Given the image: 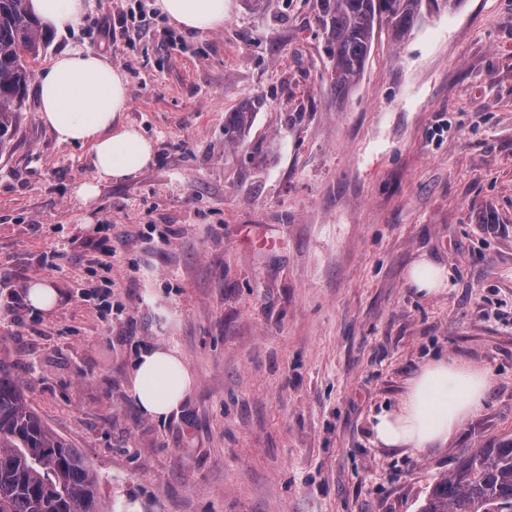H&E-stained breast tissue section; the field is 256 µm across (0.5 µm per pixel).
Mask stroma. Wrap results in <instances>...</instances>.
<instances>
[{
    "instance_id": "obj_1",
    "label": "stroma",
    "mask_w": 512,
    "mask_h": 512,
    "mask_svg": "<svg viewBox=\"0 0 512 512\" xmlns=\"http://www.w3.org/2000/svg\"><path fill=\"white\" fill-rule=\"evenodd\" d=\"M154 4L89 0L33 66L106 55L155 160L84 207L88 149L28 86L0 156V363L82 450L104 512H419L463 452L512 434V0L426 2L400 43L377 30L341 103L319 0H229L204 36ZM259 97L226 145L225 113ZM423 256L445 293L410 283ZM38 278L52 313L24 301ZM154 346L195 376L164 420L128 395ZM439 357L491 370L483 406L445 447L376 448L372 415ZM409 277L417 292L426 296L444 293L450 284V273L447 268L426 256L413 264ZM61 294L49 281L37 279L28 285L27 303L29 307L39 313L53 311L61 302Z\"/></svg>"
}]
</instances>
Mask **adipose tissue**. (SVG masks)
I'll list each match as a JSON object with an SVG mask.
<instances>
[{"mask_svg": "<svg viewBox=\"0 0 512 512\" xmlns=\"http://www.w3.org/2000/svg\"><path fill=\"white\" fill-rule=\"evenodd\" d=\"M226 0H156L160 13L180 30L208 33L224 25ZM46 25L63 30L80 23L88 0H30ZM38 112L62 143L88 147L90 175L74 193L93 206L101 185L137 175L154 159V144L123 119L129 108L124 77L104 55L67 50L37 77ZM194 385L184 360L172 349L143 352L133 368L129 395L154 419L168 418ZM492 388L489 369L457 359L429 361L410 376L397 404L371 418L373 443L389 452H423L447 444L482 406Z\"/></svg>", "mask_w": 512, "mask_h": 512, "instance_id": "ef3b65f1", "label": "adipose tissue"}]
</instances>
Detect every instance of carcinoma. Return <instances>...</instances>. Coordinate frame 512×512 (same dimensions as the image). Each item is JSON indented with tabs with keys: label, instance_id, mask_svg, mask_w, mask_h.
<instances>
[{
	"label": "carcinoma",
	"instance_id": "obj_1",
	"mask_svg": "<svg viewBox=\"0 0 512 512\" xmlns=\"http://www.w3.org/2000/svg\"><path fill=\"white\" fill-rule=\"evenodd\" d=\"M422 0H320L317 24L331 62L336 101L353 92L371 49L377 18L393 38L414 27ZM49 32L28 0H0V157L11 152L26 90ZM261 106L253 101L224 116V143L237 145ZM0 512H102L97 475L82 451L58 436L29 406L0 364ZM420 512H512V437L485 442L436 478Z\"/></svg>",
	"mask_w": 512,
	"mask_h": 512
}]
</instances>
